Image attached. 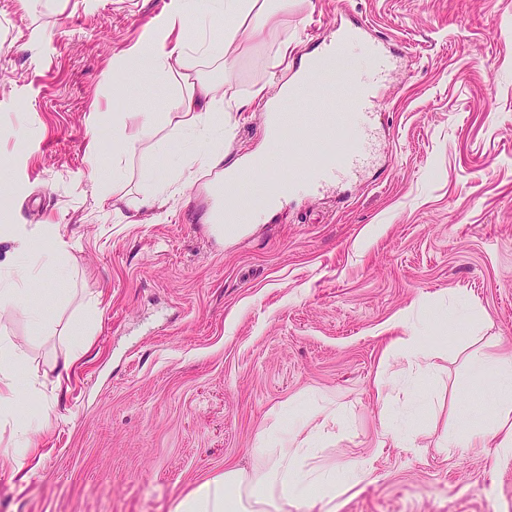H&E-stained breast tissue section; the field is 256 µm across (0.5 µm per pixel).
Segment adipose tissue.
I'll return each mask as SVG.
<instances>
[{"label": "adipose tissue", "mask_w": 512, "mask_h": 512, "mask_svg": "<svg viewBox=\"0 0 512 512\" xmlns=\"http://www.w3.org/2000/svg\"><path fill=\"white\" fill-rule=\"evenodd\" d=\"M288 0H171L168 18L156 37L147 39L134 51L122 53L118 70L131 74L143 70L173 79L179 87L176 114L168 118L174 136L188 133L193 146L179 168L174 169L154 190L143 193L136 206L154 208L163 193L194 166L215 169L223 165L224 115L219 88L213 81L200 77L191 62L192 54L226 59L242 42L256 38L259 21L266 14L285 9ZM194 12L199 20L231 15L237 25L224 33V40L214 43L198 38L193 48L174 37L177 18ZM40 275L36 264H18L10 279L0 280V311H18L30 321L34 332H42L49 315L29 294V286ZM85 331H78L70 355L64 361H49L45 370L31 369L15 342L0 336V421L11 425L23 445L0 451V468L19 471L25 460L36 451L40 416H21L17 410L29 400L44 397L43 380L67 377L72 362L87 351ZM471 374L475 379L495 380L496 403L492 417L474 426H459L449 431L442 445L448 448H493L503 458L512 457V359L493 352L472 355ZM323 421L310 431L285 430L277 447L265 449V469L257 476L229 468L199 482L176 505L174 512H288L297 502L326 512L336 498L350 488L368 481L373 472L370 460L345 467L319 461L318 452L330 438L328 425L336 419L335 410L320 406Z\"/></svg>", "instance_id": "1"}]
</instances>
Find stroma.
Segmentation results:
<instances>
[{"label": "stroma", "instance_id": "stroma-1", "mask_svg": "<svg viewBox=\"0 0 512 512\" xmlns=\"http://www.w3.org/2000/svg\"><path fill=\"white\" fill-rule=\"evenodd\" d=\"M168 4L31 0L24 13L0 0V226L52 230L68 269L31 286L52 317L42 335L5 311L0 336L41 369L66 355L70 323L93 317L87 353L49 391L37 453L0 474V512H173L225 466L261 467V432L302 397L342 417L324 462L373 461L375 480L335 512H512V459L438 445L458 412L494 410L491 382L469 387L470 352L512 355V0H288L226 62L196 61L242 105L224 115L230 164L265 146L254 93L277 99L336 28L362 27L394 58L363 173L233 235L206 220V168L136 210L146 172L163 177L185 141L161 131L119 155L96 124L99 108L130 124L173 111L157 74L113 77L115 54L156 33ZM115 166L121 179L100 186L96 171ZM421 302L472 309L432 322ZM401 318L439 350L427 385L393 393L425 402L413 448L384 444L374 396L402 368L386 348Z\"/></svg>", "mask_w": 512, "mask_h": 512}]
</instances>
